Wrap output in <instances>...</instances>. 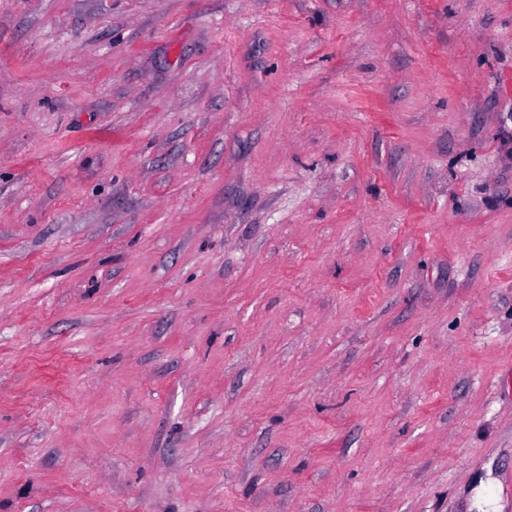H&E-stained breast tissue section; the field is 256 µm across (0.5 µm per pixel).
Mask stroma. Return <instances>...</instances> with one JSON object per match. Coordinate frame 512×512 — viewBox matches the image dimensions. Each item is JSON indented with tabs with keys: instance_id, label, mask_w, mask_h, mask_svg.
<instances>
[{
	"instance_id": "1",
	"label": "stroma",
	"mask_w": 512,
	"mask_h": 512,
	"mask_svg": "<svg viewBox=\"0 0 512 512\" xmlns=\"http://www.w3.org/2000/svg\"><path fill=\"white\" fill-rule=\"evenodd\" d=\"M512 0H0V512H512Z\"/></svg>"
}]
</instances>
